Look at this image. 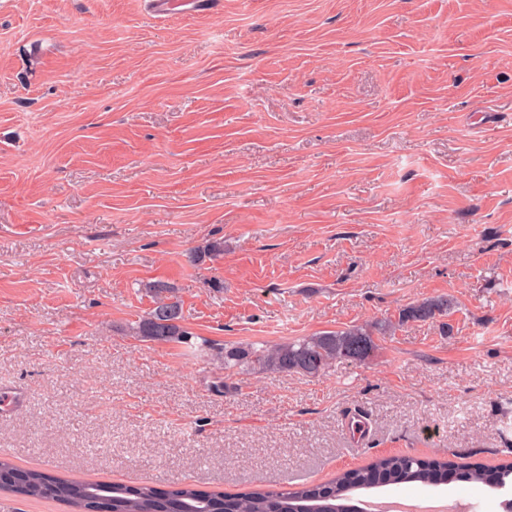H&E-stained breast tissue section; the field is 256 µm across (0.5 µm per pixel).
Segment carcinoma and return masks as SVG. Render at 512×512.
<instances>
[{
    "label": "carcinoma",
    "mask_w": 512,
    "mask_h": 512,
    "mask_svg": "<svg viewBox=\"0 0 512 512\" xmlns=\"http://www.w3.org/2000/svg\"><path fill=\"white\" fill-rule=\"evenodd\" d=\"M224 243L214 241L203 250H192L188 261L197 264L219 254ZM157 299L147 316L130 327V333L149 341L182 343L193 333L182 324L180 304L171 300L173 289L163 283L150 286ZM450 306L442 297L425 299L404 308L399 322L428 320ZM359 343L365 345L360 361L367 360L376 348L373 330L351 325L339 330L303 336L291 341L260 346L226 347L216 352L231 371H266L316 376L338 361L350 360V352ZM457 481L480 483L493 490L512 477V462L486 466L477 462L451 459H424L413 455L377 457L367 465L346 470L319 484L297 488L272 489L257 485L234 495L222 490H203L194 484L160 489L150 483L127 485L117 482L86 481L38 469L21 470L0 458V491L16 497L51 500L67 505L71 512H96L98 502L87 495L90 487L98 488L99 498L108 501L110 512H184L188 504L205 503L209 512H357L355 492L400 484L438 486L448 483V474Z\"/></svg>",
    "instance_id": "carcinoma-1"
}]
</instances>
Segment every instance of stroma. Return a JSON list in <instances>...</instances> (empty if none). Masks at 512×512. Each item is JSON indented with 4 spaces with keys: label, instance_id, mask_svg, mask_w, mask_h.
Here are the masks:
<instances>
[{
    "label": "stroma",
    "instance_id": "1",
    "mask_svg": "<svg viewBox=\"0 0 512 512\" xmlns=\"http://www.w3.org/2000/svg\"><path fill=\"white\" fill-rule=\"evenodd\" d=\"M157 282L196 343L129 335ZM387 319L370 359L317 376L214 355ZM15 387L0 454L90 481L235 493L512 458V0H0ZM450 306V301L443 297L429 298L404 308L399 313V322L408 320H428L441 314Z\"/></svg>",
    "mask_w": 512,
    "mask_h": 512
}]
</instances>
